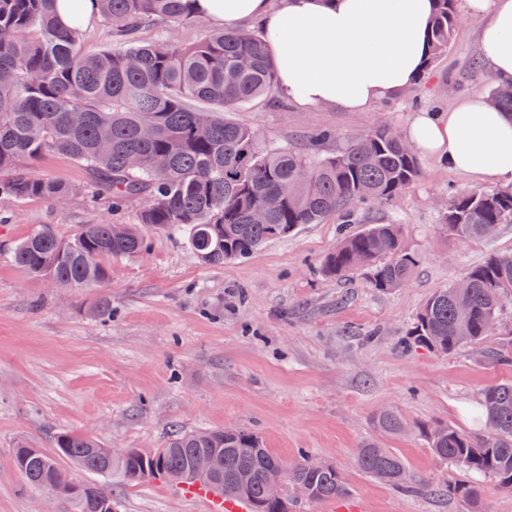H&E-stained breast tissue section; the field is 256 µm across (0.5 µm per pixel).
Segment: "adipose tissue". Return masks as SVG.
Returning <instances> with one entry per match:
<instances>
[{
    "label": "adipose tissue",
    "mask_w": 512,
    "mask_h": 512,
    "mask_svg": "<svg viewBox=\"0 0 512 512\" xmlns=\"http://www.w3.org/2000/svg\"><path fill=\"white\" fill-rule=\"evenodd\" d=\"M209 23H259L278 72L277 94L302 108L363 111L423 74L433 0H196ZM482 20L480 55L496 83L512 82V0H465ZM408 140L478 181L512 185V114L487 96L416 113Z\"/></svg>",
    "instance_id": "ef3b65f1"
}]
</instances>
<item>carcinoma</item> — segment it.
I'll use <instances>...</instances> for the list:
<instances>
[{"instance_id": "obj_1", "label": "carcinoma", "mask_w": 512, "mask_h": 512, "mask_svg": "<svg viewBox=\"0 0 512 512\" xmlns=\"http://www.w3.org/2000/svg\"><path fill=\"white\" fill-rule=\"evenodd\" d=\"M94 2L117 43L98 52L82 49V24H63L57 0H0V201L47 200L62 208L81 196L92 206L104 202L109 211L136 199L145 204L133 224H84L70 238L51 224L36 227L9 253L26 274L50 277L63 288H101L112 259L141 252L139 224L183 236L198 261L221 266L301 224L388 203L419 180L417 155L385 124L345 140L332 156L314 159L306 150L267 143L254 128L225 117L276 92V68L255 32L216 30L192 45L170 38L143 42L139 31L158 20L172 29L200 20L194 0ZM457 23V0H436L425 69L448 54ZM491 99L512 113L505 87H495ZM51 152L85 169L91 184L32 174L27 162ZM269 197L278 199V207L255 222ZM442 220L460 239L488 237L498 225L512 224V187L454 194ZM416 267L396 224L344 231L323 263L324 273L336 278L368 269L379 292L405 285ZM468 278L465 293L450 286L426 301L408 344L448 355L494 335L503 301L512 296V253L490 256ZM480 406L487 427L482 435L451 425L419 432L439 460L511 490L512 381L486 386ZM374 427L396 435L406 422L386 410L374 417ZM201 452L217 453L222 461L217 478L202 484L247 498L251 512L292 509V496L280 503L267 494L280 460L257 434L240 428L180 433L154 452L136 450L112 460L101 442L63 433L53 453L18 444L14 465L41 489L56 482L66 459L96 479L76 491L63 487L58 497L75 512H110L112 476L137 484L143 469L155 467L171 481L191 484L183 474ZM308 461L304 456L288 471V485H307L313 503L347 494L336 466L311 468ZM355 462L376 481L406 493L421 490L402 457L375 440L361 444ZM448 491L472 509L481 507L477 483H455Z\"/></svg>"}]
</instances>
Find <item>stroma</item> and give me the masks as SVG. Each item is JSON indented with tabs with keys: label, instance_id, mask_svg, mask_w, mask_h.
Instances as JSON below:
<instances>
[{
	"label": "stroma",
	"instance_id": "obj_1",
	"mask_svg": "<svg viewBox=\"0 0 512 512\" xmlns=\"http://www.w3.org/2000/svg\"><path fill=\"white\" fill-rule=\"evenodd\" d=\"M480 28L460 14L448 56L415 87L369 110L302 111L262 98L233 118L284 145L303 146L315 132L332 130L314 149L319 157L334 154L343 135L382 120L406 133L415 113L445 112L491 90ZM418 162L414 186L390 203L355 210L358 228L399 225L419 259L413 278L385 293L372 290L361 269L343 280L321 273L340 238L337 215L221 266L199 263L182 236L143 224L142 252L113 259L107 285L60 288L25 275L6 252L41 224L68 238L108 218L132 223L140 201L112 216L89 210L79 196L62 209L46 200L11 204L9 223L0 224V512H73L69 502L25 484L13 462L18 442L50 453L67 432L150 452L173 432L225 427L258 433L282 460L306 454L336 465L345 501L361 512H467L433 493L460 474L417 428L477 431L473 408L482 389L512 380V365L491 363L479 345L443 356L405 348L404 340L436 290L490 255L512 253V224L478 240L448 235L442 213L449 196L478 184L439 157L422 154ZM104 295L111 318L92 317L90 307ZM383 410L398 412L411 431L378 435L372 418ZM374 438L400 454L425 492H402L356 467L361 443ZM112 501L114 512H206L162 478L113 481Z\"/></svg>",
	"mask_w": 512,
	"mask_h": 512
}]
</instances>
